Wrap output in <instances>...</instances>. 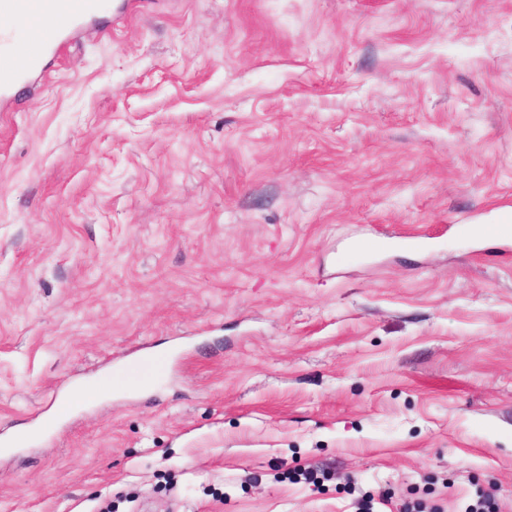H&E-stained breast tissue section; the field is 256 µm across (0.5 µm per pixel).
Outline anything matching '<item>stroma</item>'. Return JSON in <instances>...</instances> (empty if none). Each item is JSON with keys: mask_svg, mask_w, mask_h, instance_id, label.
I'll return each instance as SVG.
<instances>
[{"mask_svg": "<svg viewBox=\"0 0 512 512\" xmlns=\"http://www.w3.org/2000/svg\"><path fill=\"white\" fill-rule=\"evenodd\" d=\"M505 207L512 0H105L0 100V512H512ZM110 390H112V383L107 381L84 383L77 387L71 394L56 402L49 419L54 422L57 417L73 411L77 404L99 398L103 392Z\"/></svg>", "mask_w": 512, "mask_h": 512, "instance_id": "stroma-1", "label": "stroma"}]
</instances>
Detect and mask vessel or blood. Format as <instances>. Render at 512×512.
<instances>
[{
    "instance_id": "1",
    "label": "vessel or blood",
    "mask_w": 512,
    "mask_h": 512,
    "mask_svg": "<svg viewBox=\"0 0 512 512\" xmlns=\"http://www.w3.org/2000/svg\"><path fill=\"white\" fill-rule=\"evenodd\" d=\"M98 9V0H0L1 15L30 23L38 32L35 39L0 50V98L11 96L44 53L63 51L67 23H80Z\"/></svg>"
}]
</instances>
